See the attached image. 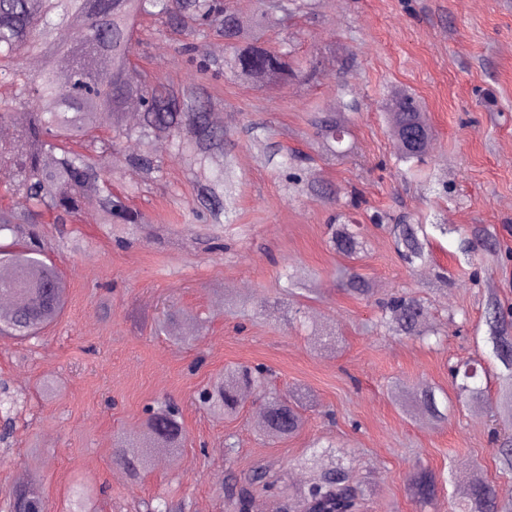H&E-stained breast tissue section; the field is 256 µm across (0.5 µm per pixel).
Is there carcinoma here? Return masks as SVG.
<instances>
[{
    "instance_id": "cac0c4a2",
    "label": "carcinoma",
    "mask_w": 512,
    "mask_h": 512,
    "mask_svg": "<svg viewBox=\"0 0 512 512\" xmlns=\"http://www.w3.org/2000/svg\"><path fill=\"white\" fill-rule=\"evenodd\" d=\"M297 0H279V7H264L252 19L239 18L233 28L224 26L227 15H235L234 0H0V124L13 128L11 137L0 139V169L11 175L7 193L25 197L27 207L19 210L0 204V297L12 303L0 308V335L33 339L54 323L66 304L62 271L48 258V246L38 230L40 224L64 227L73 223L84 203L98 202L101 221L109 227L141 224L144 217L129 197L112 191L107 179L109 160L121 152V140L134 139L139 150L126 157L128 165L148 180L160 174L164 161L153 151L157 141H167L174 154L188 166L196 188L194 208L208 223L222 227L235 222L239 180L235 157L226 149L228 134L214 114L220 100L201 83L174 86L155 74L143 72L130 78L141 44V31L170 32L179 37L183 49L198 52L202 42L217 37L232 49L224 58L205 59L204 68L222 72L248 86L276 88L298 76L290 52L272 48L262 32L288 24L291 6ZM30 56L43 60L37 72L25 65ZM146 103L139 122L126 124L129 102ZM112 123L113 137L100 133L101 115ZM312 124L319 145L336 151V133L346 132L341 115L318 112ZM391 136L399 161L413 170L424 162L432 129L426 113L410 95L399 97L388 113ZM264 157L288 171L303 161L298 151H284L267 143ZM457 233L451 224H389L401 262L409 269L429 265L430 234ZM485 233L479 228L461 239V253L476 262V246ZM331 242L336 252L352 258L363 249L354 224L332 226ZM286 287L310 289V272H286ZM347 290L362 296L375 293L359 274L344 269L340 274ZM378 326L398 336L427 341L438 332L432 329L428 305L411 293H392L379 301ZM486 336L501 368L494 371L498 402L492 416L507 428L512 426V320L499 300L489 295L486 302ZM457 397L473 405L484 402V391L476 386L477 362L451 368ZM259 396L262 405L260 436L269 441L286 439L302 425L300 405L286 393L271 387L270 373L248 365L224 369L202 394L213 414L236 412L242 397ZM18 398L8 384L0 382V414L8 419ZM421 414L435 421L447 416L440 411L430 387L419 396ZM144 431L130 449L122 437L112 448V464L138 479L149 470L155 456L176 454L182 447L183 426L179 409L160 402L146 410ZM498 465L512 474V435L496 436ZM324 463H319V460ZM321 464L317 476L289 492L305 512H359L365 489L354 469L324 447L310 449L304 467ZM414 495L421 501L435 496L437 479L428 470L410 477ZM96 492L80 483L70 512H94ZM11 512H46V502L36 479L16 484L8 494ZM451 512H512V495L478 479L450 504Z\"/></svg>"
}]
</instances>
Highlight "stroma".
<instances>
[{
  "label": "stroma",
  "instance_id": "35a3bbf8",
  "mask_svg": "<svg viewBox=\"0 0 512 512\" xmlns=\"http://www.w3.org/2000/svg\"><path fill=\"white\" fill-rule=\"evenodd\" d=\"M267 39L289 46L300 72L273 90L202 79L163 35L142 47L139 69L177 85L205 80L221 100L241 177L238 219L225 226L219 249H209L214 229L191 210L195 188L184 163L163 145L162 173L141 181L125 161L138 144L126 140L110 164L112 187L156 234L130 230L121 246L82 214L70 226L80 243L73 251L55 225H43L68 302L39 339L0 336V380L24 400L0 443V512L3 491L35 461L48 512H68L77 482L97 489L96 512H143L158 498L184 503L185 512H237L227 486L248 485L259 467L302 485L308 472L298 461L316 441L335 443L373 482L366 512H448L449 496L476 475L512 488V475L496 467L494 398L481 409L454 405L444 423L419 418L416 402L423 387L451 390L450 364L487 362V289L512 312V0H311ZM400 93L429 117L427 181L402 176L395 164L387 114ZM331 105L350 119L342 156L319 151L311 125ZM250 119L267 126L270 141L306 154L323 192H289L284 174L241 138ZM339 214L362 228L355 272L380 292L425 298L439 345L376 331L374 298L350 294L336 275L346 262L328 225ZM402 218L481 226L490 238L478 264L460 262L454 234L433 241V264L410 270L385 230ZM296 266L317 272L316 292L282 288L281 272ZM440 268L447 281L437 279ZM229 297L249 299L251 318L225 313ZM177 309L187 313V338L156 335V322ZM299 310L329 333L326 345H313L294 318ZM235 364L267 366L277 390L309 394L296 436L260 439L255 396L226 419L197 402ZM166 397L182 407L184 445L174 462L153 461L132 479L113 466V443L136 439L145 407ZM422 468L443 478L426 503L408 490Z\"/></svg>",
  "mask_w": 512,
  "mask_h": 512
}]
</instances>
